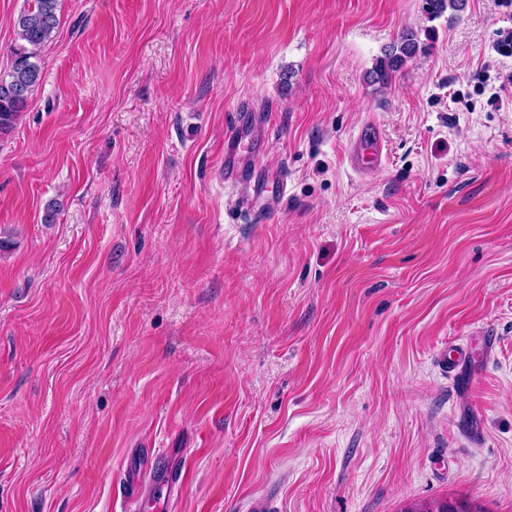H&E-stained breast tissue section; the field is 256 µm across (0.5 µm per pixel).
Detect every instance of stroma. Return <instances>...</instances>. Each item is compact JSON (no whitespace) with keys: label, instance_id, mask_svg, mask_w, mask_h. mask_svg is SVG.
Returning a JSON list of instances; mask_svg holds the SVG:
<instances>
[{"label":"stroma","instance_id":"obj_1","mask_svg":"<svg viewBox=\"0 0 512 512\" xmlns=\"http://www.w3.org/2000/svg\"><path fill=\"white\" fill-rule=\"evenodd\" d=\"M511 32L503 0H61L0 131V512H121L135 469L168 512H512ZM487 329L468 397L438 356ZM414 33H406L400 37L397 45L380 59L373 70L379 82H388L394 73L400 71L409 59L416 56L420 47ZM383 151L382 138L378 130L371 125L365 126L355 143L354 155L357 162L362 165L364 156L377 158Z\"/></svg>","mask_w":512,"mask_h":512}]
</instances>
